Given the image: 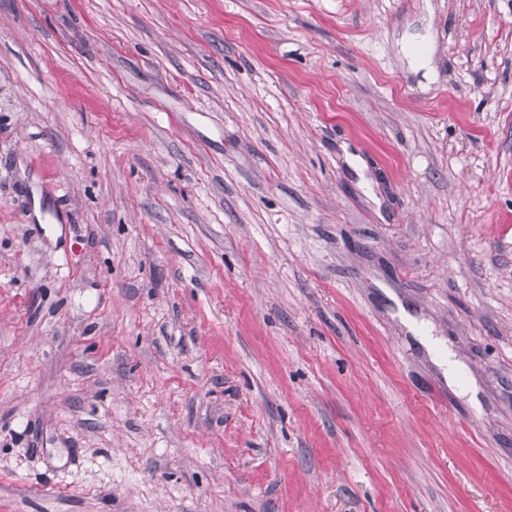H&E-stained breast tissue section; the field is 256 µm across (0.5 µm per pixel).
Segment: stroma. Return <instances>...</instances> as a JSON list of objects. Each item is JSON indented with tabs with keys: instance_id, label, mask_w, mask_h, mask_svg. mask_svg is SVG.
Listing matches in <instances>:
<instances>
[{
	"instance_id": "stroma-1",
	"label": "stroma",
	"mask_w": 512,
	"mask_h": 512,
	"mask_svg": "<svg viewBox=\"0 0 512 512\" xmlns=\"http://www.w3.org/2000/svg\"><path fill=\"white\" fill-rule=\"evenodd\" d=\"M0 512H512V0H0Z\"/></svg>"
}]
</instances>
